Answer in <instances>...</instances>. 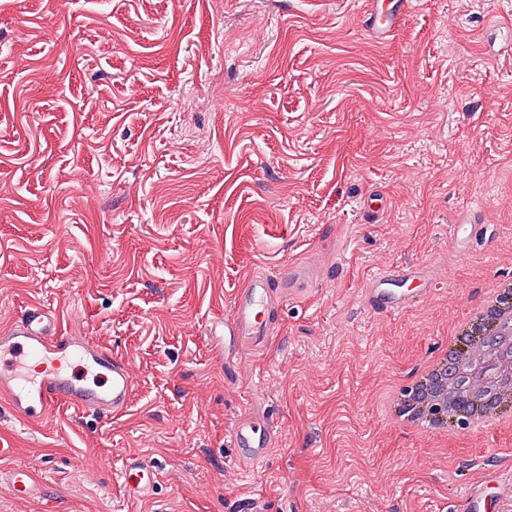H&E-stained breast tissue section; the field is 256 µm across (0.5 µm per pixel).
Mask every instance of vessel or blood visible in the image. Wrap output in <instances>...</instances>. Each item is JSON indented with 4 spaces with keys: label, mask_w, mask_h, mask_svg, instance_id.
I'll return each instance as SVG.
<instances>
[{
    "label": "vessel or blood",
    "mask_w": 512,
    "mask_h": 512,
    "mask_svg": "<svg viewBox=\"0 0 512 512\" xmlns=\"http://www.w3.org/2000/svg\"><path fill=\"white\" fill-rule=\"evenodd\" d=\"M407 0H371L366 25L377 42H385L398 26ZM486 230L474 216L455 219L450 245L456 256L468 254ZM309 271L293 266L287 280L258 272L237 289L228 311L210 320L207 336L216 360L242 347L262 348L276 332V315L284 301H300L308 290ZM437 282L435 269L409 263L370 276L363 290L374 312L391 315L425 298ZM63 312L42 302L28 303L7 329H0V407L18 421L34 425L59 406L82 414L120 418L131 407L133 372L127 359L94 343L80 332L64 328ZM276 433L259 412L251 411L234 423L233 451L242 468L256 467L270 456ZM15 439L0 432V484L19 497H32L41 484L28 466L13 463ZM118 480L129 498L153 496L156 464L140 455L127 457ZM512 505V471L490 470L479 482L462 489V512H505Z\"/></svg>",
    "instance_id": "obj_1"
}]
</instances>
